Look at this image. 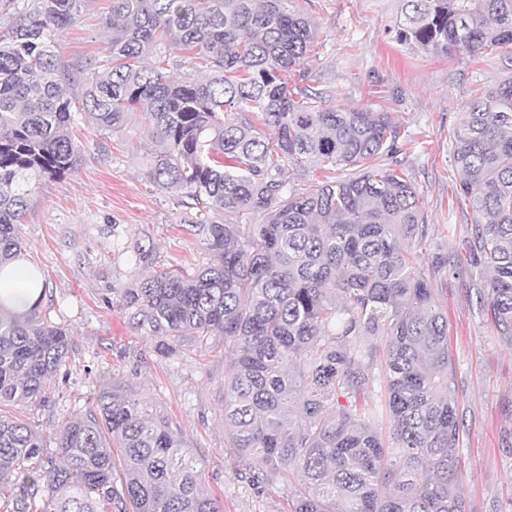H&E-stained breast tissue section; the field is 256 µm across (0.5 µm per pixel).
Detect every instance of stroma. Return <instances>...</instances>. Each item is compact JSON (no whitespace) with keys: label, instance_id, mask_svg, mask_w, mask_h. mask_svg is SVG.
Segmentation results:
<instances>
[{"label":"stroma","instance_id":"obj_1","mask_svg":"<svg viewBox=\"0 0 512 512\" xmlns=\"http://www.w3.org/2000/svg\"><path fill=\"white\" fill-rule=\"evenodd\" d=\"M316 29L303 86L326 88L330 102L387 112L407 131L398 159L414 182L437 245L463 250L473 212L457 192L449 134L473 90L512 77V48L476 62L425 52L396 40L397 0H296ZM110 0H87L57 42L62 65L101 55L110 33ZM83 162L41 182L18 226L21 261L43 279L36 314L68 330L69 356L44 398L15 415L56 449L67 416L86 414L98 393L121 382L153 415L181 432L201 482L223 512H290L293 490L273 478L255 488L224 428V337L172 338L140 325L129 289L153 266L196 272L210 261L197 227L211 212L188 207L183 193L147 176L157 148L149 122L135 113L118 131L78 122ZM150 251L144 262L141 251ZM437 298L448 316L454 396L464 423L463 492L477 512H512V345L481 313L463 277L440 273Z\"/></svg>","mask_w":512,"mask_h":512}]
</instances>
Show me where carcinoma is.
<instances>
[{"mask_svg": "<svg viewBox=\"0 0 512 512\" xmlns=\"http://www.w3.org/2000/svg\"><path fill=\"white\" fill-rule=\"evenodd\" d=\"M84 0H27L0 21V269L23 245L31 181L78 169L75 113L115 131L134 112L160 139L147 177L216 215L196 228L211 263L164 267L131 289L142 323L173 336H224V427L250 481L295 485L292 512H473L459 488L458 409L448 317L429 273L467 266L498 335L512 342V79L467 101L449 133L474 224L466 254L429 248L415 184L393 161L401 125L388 112L330 106L290 81L315 32L292 0H112L104 54L79 95L55 43ZM397 38L484 59L512 46V0H399ZM204 65L202 80L166 63ZM268 129L257 131V126ZM323 171L304 188L286 171ZM345 170L339 178L330 171ZM247 212L261 224L241 230ZM426 249L427 263L418 251ZM387 346L386 445L366 390ZM70 336L0 309V495L3 512H222L181 433L115 383L96 409L62 420L47 451L7 406L43 396ZM123 450L125 493L112 490Z\"/></svg>", "mask_w": 512, "mask_h": 512, "instance_id": "obj_1", "label": "carcinoma"}]
</instances>
